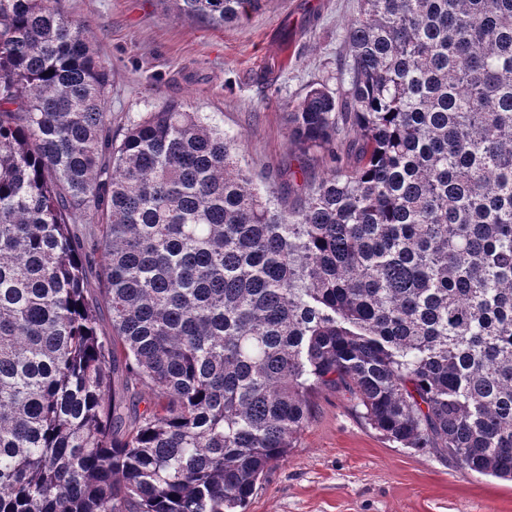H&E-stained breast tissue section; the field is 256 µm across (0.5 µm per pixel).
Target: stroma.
<instances>
[{
  "label": "stroma",
  "instance_id": "stroma-1",
  "mask_svg": "<svg viewBox=\"0 0 512 512\" xmlns=\"http://www.w3.org/2000/svg\"><path fill=\"white\" fill-rule=\"evenodd\" d=\"M64 7L110 72L113 135L179 100L241 135L242 163L261 184L302 163L288 114L312 84L339 89L358 0H270L248 23L224 29L179 16L168 0ZM247 512H512V482L388 441L349 398L324 387L295 448L257 483Z\"/></svg>",
  "mask_w": 512,
  "mask_h": 512
}]
</instances>
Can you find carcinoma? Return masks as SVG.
Wrapping results in <instances>:
<instances>
[{
    "label": "carcinoma",
    "instance_id": "1",
    "mask_svg": "<svg viewBox=\"0 0 512 512\" xmlns=\"http://www.w3.org/2000/svg\"><path fill=\"white\" fill-rule=\"evenodd\" d=\"M61 2L0 0V512H245L321 387L512 480V0H359L346 84L289 112L326 164L291 209L178 101L112 136Z\"/></svg>",
    "mask_w": 512,
    "mask_h": 512
}]
</instances>
